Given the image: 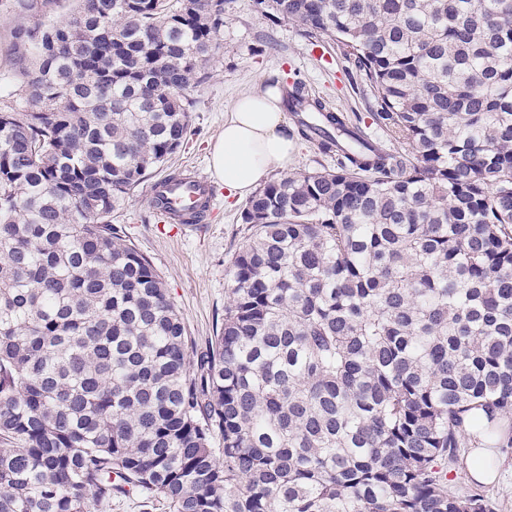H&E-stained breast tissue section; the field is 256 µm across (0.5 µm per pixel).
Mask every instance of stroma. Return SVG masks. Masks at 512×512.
I'll return each instance as SVG.
<instances>
[{
	"label": "stroma",
	"mask_w": 512,
	"mask_h": 512,
	"mask_svg": "<svg viewBox=\"0 0 512 512\" xmlns=\"http://www.w3.org/2000/svg\"><path fill=\"white\" fill-rule=\"evenodd\" d=\"M273 81L284 90L303 82L334 111L359 121L384 147H394L385 128L376 124L370 92L339 43L327 38L312 43L299 23L270 21L253 0H233L208 78L190 93L194 105L187 141L169 168L210 176V146L237 99ZM165 171L152 172L130 191L112 222L161 275L193 348L201 351L224 319L226 269L248 235L241 222L246 203L233 197L218 200L204 224L164 223L151 206V186Z\"/></svg>",
	"instance_id": "stroma-1"
}]
</instances>
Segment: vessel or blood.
<instances>
[{
    "label": "vessel or blood",
    "instance_id": "1",
    "mask_svg": "<svg viewBox=\"0 0 512 512\" xmlns=\"http://www.w3.org/2000/svg\"><path fill=\"white\" fill-rule=\"evenodd\" d=\"M151 195L156 212L175 223L187 221L193 215L207 219L216 200L213 186L195 174L156 184Z\"/></svg>",
    "mask_w": 512,
    "mask_h": 512
}]
</instances>
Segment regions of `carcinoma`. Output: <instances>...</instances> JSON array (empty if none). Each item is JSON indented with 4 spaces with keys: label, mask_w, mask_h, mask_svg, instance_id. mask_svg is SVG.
<instances>
[{
    "label": "carcinoma",
    "mask_w": 512,
    "mask_h": 512,
    "mask_svg": "<svg viewBox=\"0 0 512 512\" xmlns=\"http://www.w3.org/2000/svg\"><path fill=\"white\" fill-rule=\"evenodd\" d=\"M75 2L7 48L0 512H495L448 474L512 448V0H254L341 42L402 148L286 92L336 168L251 197L195 361L111 217L183 147L233 0Z\"/></svg>",
    "instance_id": "1"
}]
</instances>
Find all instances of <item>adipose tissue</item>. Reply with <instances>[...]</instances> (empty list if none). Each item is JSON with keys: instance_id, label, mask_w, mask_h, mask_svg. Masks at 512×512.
Segmentation results:
<instances>
[{"instance_id": "adipose-tissue-1", "label": "adipose tissue", "mask_w": 512, "mask_h": 512, "mask_svg": "<svg viewBox=\"0 0 512 512\" xmlns=\"http://www.w3.org/2000/svg\"><path fill=\"white\" fill-rule=\"evenodd\" d=\"M288 128L279 94L254 91L239 99L210 154L212 174L229 195L246 198L270 174L288 169L298 150Z\"/></svg>"}]
</instances>
